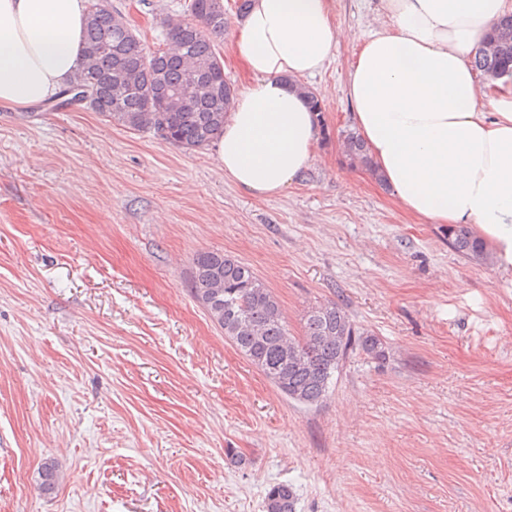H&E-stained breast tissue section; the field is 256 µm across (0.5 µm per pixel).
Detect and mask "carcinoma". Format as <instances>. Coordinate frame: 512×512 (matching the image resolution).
<instances>
[{
  "label": "carcinoma",
  "instance_id": "cac0c4a2",
  "mask_svg": "<svg viewBox=\"0 0 512 512\" xmlns=\"http://www.w3.org/2000/svg\"><path fill=\"white\" fill-rule=\"evenodd\" d=\"M188 18L167 20V43L152 52L127 17L106 0H91L83 39V64L68 85L88 94L83 101L65 98L55 107H86L109 122L150 131L190 150L211 145L224 129L235 89L224 79L218 41L224 35V0H188ZM474 67L488 75L512 69V14L503 16L474 57ZM204 79L187 84V73ZM349 161L368 170L372 162L362 139L344 137ZM448 242L463 257L482 260L484 246L465 226L448 228ZM190 291L235 348L288 399L306 406L322 402L335 373L361 351L385 356L381 340L359 330L345 308L334 302L313 308L303 335L288 333L280 304L252 269L221 250H204L193 258ZM61 474L45 463L40 486L49 492ZM264 512H296V495L288 484L272 486Z\"/></svg>",
  "mask_w": 512,
  "mask_h": 512
}]
</instances>
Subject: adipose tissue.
<instances>
[{
    "label": "adipose tissue",
    "mask_w": 512,
    "mask_h": 512,
    "mask_svg": "<svg viewBox=\"0 0 512 512\" xmlns=\"http://www.w3.org/2000/svg\"><path fill=\"white\" fill-rule=\"evenodd\" d=\"M393 20L351 66L354 126L395 202L428 224L464 225L512 272V75L479 82L471 60L507 0H383ZM329 0H252L236 40L251 73L213 142L224 176L281 194L315 158L317 115L299 80L340 32ZM86 0H0V104L27 107L81 65Z\"/></svg>",
    "instance_id": "ef3b65f1"
}]
</instances>
